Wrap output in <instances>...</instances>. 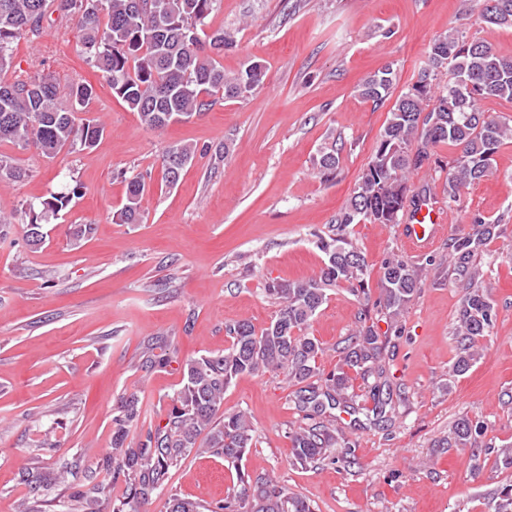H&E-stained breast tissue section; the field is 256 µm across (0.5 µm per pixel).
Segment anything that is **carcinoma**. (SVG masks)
<instances>
[{"label": "carcinoma", "mask_w": 512, "mask_h": 512, "mask_svg": "<svg viewBox=\"0 0 512 512\" xmlns=\"http://www.w3.org/2000/svg\"><path fill=\"white\" fill-rule=\"evenodd\" d=\"M55 0V10L76 21L77 50L106 81L112 92L137 114L142 126L162 130L171 124L200 118L217 97L245 98L264 83V68L250 63L226 73L218 61L233 39L224 29L206 30L207 18L218 0ZM485 22L512 27V0H484ZM48 0H0V143L33 148L43 157L55 158L67 150L96 146L104 126L96 118H82L96 96L84 82L63 85L53 72L40 69L24 78L8 80L16 69L14 47L26 37L46 29ZM447 75L441 85L439 76ZM395 80L393 67L369 76L359 96L378 102L388 95ZM482 99L512 102V55L498 53L488 43L469 38L458 27L436 38L427 64L416 82L396 100L379 133L374 153L345 208L336 216V233L321 241L325 260L319 273L307 280L272 283L266 292L278 300L279 310L267 326L256 330L248 320L225 327L230 345L222 353L190 359L182 366L181 387L165 423L147 430L145 439H129L142 423V407L135 395L121 397L113 418L112 448L102 464L105 476L92 489L78 493L83 512H100L110 500L111 488L123 480L122 497L112 501V512H148L153 499L166 493L167 512H313L303 497L291 493L269 476L237 473V484L224 502L211 508L168 491L170 469L192 451L224 455L236 466L252 447L254 430L241 412L224 414V393L243 374L281 373L295 387L294 404L311 424L290 435L291 460L301 466L336 462V430L319 420L329 410L347 405V370L374 377L371 392L376 421L385 418L393 394L387 382L384 343L374 325H361L343 347L339 371L324 378L318 366L323 344L306 333L325 302L328 291L348 284L351 292L363 288L366 260L346 236L351 224H399L411 208L429 200L426 190L410 184L412 171L420 168L439 145L453 147L443 195L458 201L460 191L488 176L495 154L512 141V122L478 106ZM195 147L177 145L162 156L165 182L176 185ZM318 165L330 177L339 168L336 141L325 144ZM26 171L15 160L0 154V181H20ZM146 190L143 174L127 182L125 203L114 215L119 224H137L142 217ZM79 186L67 193H53L35 204H26L28 242L42 243L41 223L66 209ZM498 225L482 215L472 218L468 234L448 243V259L466 279L465 293L456 312V357L452 372L463 375L479 355V339L489 333L496 312L486 289L475 282L473 258L497 235ZM422 288L414 264L393 257L381 267L379 305L395 323ZM163 338L147 345L142 369L163 364L155 350H167ZM205 442H199L201 434ZM482 427L462 417L439 442L440 448H473ZM32 495L49 486L33 468L21 469ZM493 512H512V484L502 486Z\"/></svg>", "instance_id": "obj_1"}]
</instances>
